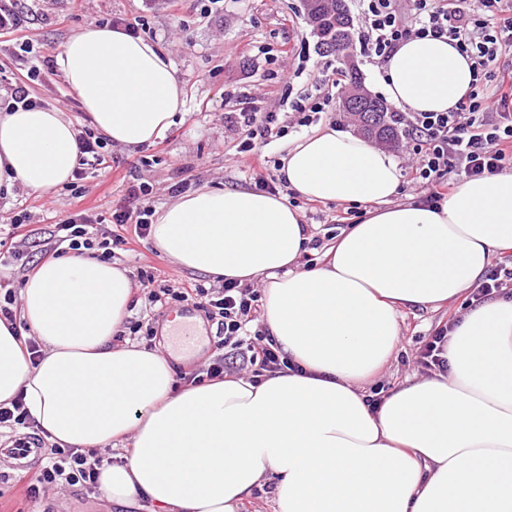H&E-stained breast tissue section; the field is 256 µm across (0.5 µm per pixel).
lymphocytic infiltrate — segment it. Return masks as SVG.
Segmentation results:
<instances>
[{
  "mask_svg": "<svg viewBox=\"0 0 512 512\" xmlns=\"http://www.w3.org/2000/svg\"><path fill=\"white\" fill-rule=\"evenodd\" d=\"M363 24L357 40L368 57L385 63L409 37L443 38L471 60L472 83L465 98L447 112H397L393 119L406 125L414 178L426 190V202L434 203L449 187L453 176L468 178L492 175L512 163V72L499 70L503 55L512 53V0H481L482 14H474L467 0H358ZM245 138L241 151L258 152L269 138L284 134L276 113L242 115ZM108 249L92 217L68 219L56 225L44 243L42 257H56L64 250ZM150 283L149 304L172 298L202 309L217 321L219 347L238 350L249 363L260 364L268 375L297 371V364L283 355L275 340L264 331H248L260 317L261 294L250 285L225 281L223 288L197 284L179 289L155 287L156 276L142 273ZM453 322L436 326L426 336L416 355L425 372H443L444 357ZM102 463L96 449L54 448L34 473L18 475L29 498H39L55 489L76 487L95 492Z\"/></svg>",
  "mask_w": 512,
  "mask_h": 512,
  "instance_id": "obj_1",
  "label": "lymphocytic infiltrate"
}]
</instances>
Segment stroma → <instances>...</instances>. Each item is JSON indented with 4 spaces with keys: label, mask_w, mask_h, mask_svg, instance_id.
Wrapping results in <instances>:
<instances>
[{
    "label": "stroma",
    "mask_w": 512,
    "mask_h": 512,
    "mask_svg": "<svg viewBox=\"0 0 512 512\" xmlns=\"http://www.w3.org/2000/svg\"><path fill=\"white\" fill-rule=\"evenodd\" d=\"M23 23L19 30L0 31V107L14 89L26 88L30 98L43 106L61 108L85 133L92 126L64 82L55 57L67 38L95 19L104 23L122 20L136 35L158 43L170 55L186 97L165 135L155 144L127 148L108 144L105 161L85 166L77 186H63L54 196L15 188L0 195V241L7 248H23L27 266L12 262L0 269V287L20 291L28 265L40 264L41 245L55 224L80 215L101 218V233L121 236L111 248L114 262L132 276L149 271L167 286L190 284L212 287L208 275L184 270L158 254L149 238L137 237L133 225L113 224V213L123 210H158L179 194L203 185L227 188L255 186L249 154L240 152V111L274 112L288 134L265 146L264 167L276 173L278 158L290 137L333 123L348 131L355 124L339 109L340 92L334 87L341 68L335 55L316 45L304 10V0H17ZM330 97L327 111L311 115L299 126L291 109L292 97ZM145 186V194L131 197V185ZM310 234H339V216L351 204L296 200ZM23 216L30 236L27 242L10 235L15 216ZM464 311L456 301L438 309H405L401 312L402 336L395 357L379 379L396 388L405 379L420 378L415 363L424 336L439 323L458 318ZM160 349L174 360L176 372L202 370L223 357L231 375L251 377L237 351L219 354L215 343L191 355H175L171 339ZM10 459L0 460V512H161L145 498L119 507L100 495L82 491L49 494L39 500L24 497L14 481Z\"/></svg>",
    "instance_id": "obj_1"
}]
</instances>
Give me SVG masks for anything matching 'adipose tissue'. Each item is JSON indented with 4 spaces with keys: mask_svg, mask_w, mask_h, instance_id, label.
Masks as SVG:
<instances>
[{
    "mask_svg": "<svg viewBox=\"0 0 512 512\" xmlns=\"http://www.w3.org/2000/svg\"><path fill=\"white\" fill-rule=\"evenodd\" d=\"M56 65L113 144H153L185 107L165 50L120 26L82 25ZM470 82L469 59L448 41L412 37L380 89L407 111L446 112ZM78 159L63 110L0 112L5 192L53 194ZM280 162L287 194L206 185L161 208L150 237L214 281L261 282L264 322L299 372L178 387L164 354L113 341L130 314L128 269L68 255L40 263L15 323L0 320V404L24 394L62 448L129 442L123 463L100 468L98 490L118 505L142 496L166 512H240L270 477L277 512H512V300L465 310L447 373L366 401L399 344L400 311L461 298L512 251V171L458 181L438 203H401L395 158L329 126L294 137ZM291 192L367 208L311 269L300 266L310 236ZM25 334L42 347L38 366Z\"/></svg>",
    "mask_w": 512,
    "mask_h": 512,
    "instance_id": "ef3b65f1",
    "label": "adipose tissue"
}]
</instances>
